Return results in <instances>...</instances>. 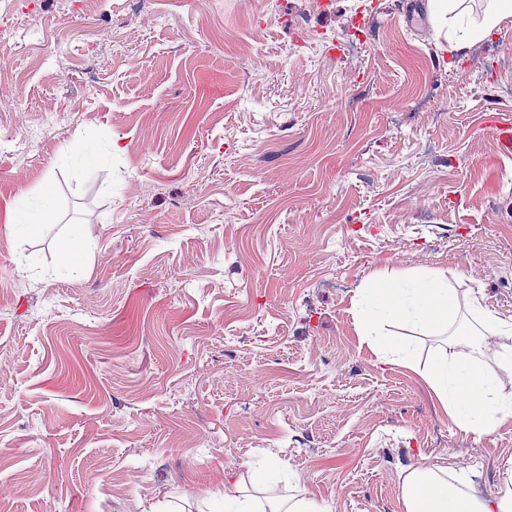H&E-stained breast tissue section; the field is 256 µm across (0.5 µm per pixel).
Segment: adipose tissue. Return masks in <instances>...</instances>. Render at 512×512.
<instances>
[{
  "mask_svg": "<svg viewBox=\"0 0 512 512\" xmlns=\"http://www.w3.org/2000/svg\"><path fill=\"white\" fill-rule=\"evenodd\" d=\"M38 195L44 203L39 212L20 206L9 216L21 234H39L54 219V180L45 179ZM353 307L358 332L378 361L419 373L457 429L482 436L512 422V397L500 390L502 377L512 378V321L493 314L476 296L459 302L441 272L420 278L403 271L372 273L358 288ZM463 310L471 324L459 323ZM412 332L445 337L449 349L419 363L408 338ZM489 353L494 356L490 364L485 361ZM447 476L444 469L408 470L401 483L406 512H512L511 489L481 499L450 483ZM224 512L326 510L305 495L287 497L268 486L259 496L240 489L225 496Z\"/></svg>",
  "mask_w": 512,
  "mask_h": 512,
  "instance_id": "ef3b65f1",
  "label": "adipose tissue"
}]
</instances>
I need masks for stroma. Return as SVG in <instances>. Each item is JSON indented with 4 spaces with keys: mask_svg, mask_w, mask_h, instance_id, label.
<instances>
[{
    "mask_svg": "<svg viewBox=\"0 0 512 512\" xmlns=\"http://www.w3.org/2000/svg\"><path fill=\"white\" fill-rule=\"evenodd\" d=\"M426 4L0 13L45 22L0 70V123L55 115L0 163V512H222L242 462L275 458L279 493L331 512H404L414 466L503 488L512 425L459 431L351 312L372 273L440 271L512 321V21L454 51ZM48 176L54 221L22 236L7 213ZM67 224L97 244L78 275L54 248Z\"/></svg>",
    "mask_w": 512,
    "mask_h": 512,
    "instance_id": "1",
    "label": "stroma"
}]
</instances>
